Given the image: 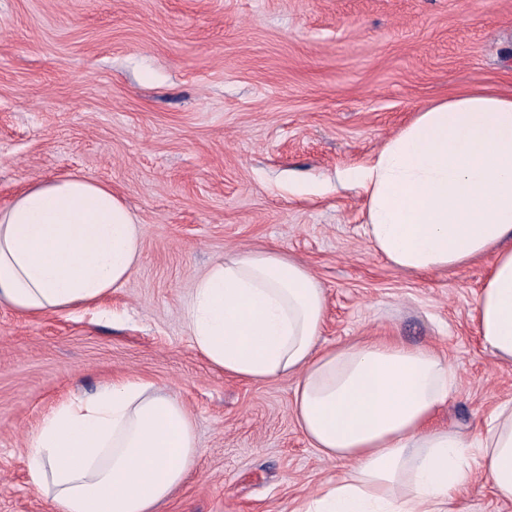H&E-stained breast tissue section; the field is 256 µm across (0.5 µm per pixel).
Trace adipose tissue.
<instances>
[{"mask_svg":"<svg viewBox=\"0 0 512 512\" xmlns=\"http://www.w3.org/2000/svg\"><path fill=\"white\" fill-rule=\"evenodd\" d=\"M346 182L363 232L395 269L457 270L491 257L472 319L512 362V95L478 86L416 114ZM138 222L111 186L66 175L0 209V304L28 315L96 305L133 274ZM326 295L274 249L226 255L182 314L194 348L250 382L296 377L293 412L323 458L349 465L295 512H461L473 472L512 502V400L477 436L440 426L455 370L395 338L320 344ZM199 448L183 406L140 378L61 402L28 438L31 485L54 512H162Z\"/></svg>","mask_w":512,"mask_h":512,"instance_id":"ef3b65f1","label":"adipose tissue"}]
</instances>
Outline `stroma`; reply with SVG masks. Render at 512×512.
Returning a JSON list of instances; mask_svg holds the SVG:
<instances>
[{"instance_id": "1", "label": "stroma", "mask_w": 512, "mask_h": 512, "mask_svg": "<svg viewBox=\"0 0 512 512\" xmlns=\"http://www.w3.org/2000/svg\"><path fill=\"white\" fill-rule=\"evenodd\" d=\"M512 94V0H0V209L69 173L111 185L141 257L98 307L37 319L0 305V512H52L27 436L61 402L149 379L194 420L199 455L164 512H293L345 466L311 448L295 378L212 369L182 308L225 254L274 248L325 290L320 342L371 336L445 356L436 422L474 435L512 400L477 336L489 266L395 270L363 235L366 163L432 104Z\"/></svg>"}]
</instances>
